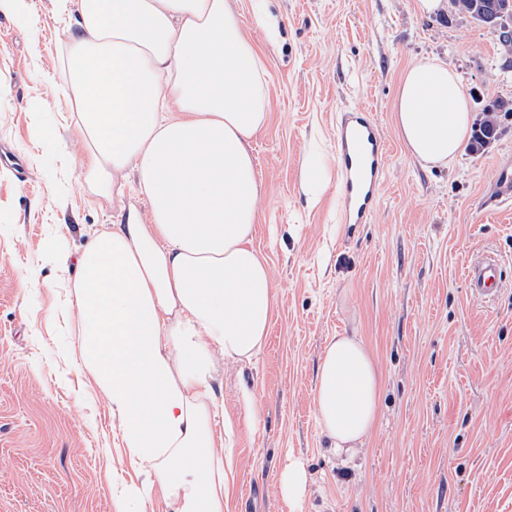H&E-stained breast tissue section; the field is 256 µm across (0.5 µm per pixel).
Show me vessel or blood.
Segmentation results:
<instances>
[{
	"label": "vessel or blood",
	"instance_id": "b4317fda",
	"mask_svg": "<svg viewBox=\"0 0 512 512\" xmlns=\"http://www.w3.org/2000/svg\"><path fill=\"white\" fill-rule=\"evenodd\" d=\"M337 168L343 182L345 223H367L376 206L377 190L386 167V151L377 122L369 111L342 113L336 133ZM471 293L478 298L496 295L501 287V264L483 256L466 271Z\"/></svg>",
	"mask_w": 512,
	"mask_h": 512
}]
</instances>
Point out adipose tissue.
Returning <instances> with one entry per match:
<instances>
[{"instance_id":"1","label":"adipose tissue","mask_w":512,"mask_h":512,"mask_svg":"<svg viewBox=\"0 0 512 512\" xmlns=\"http://www.w3.org/2000/svg\"><path fill=\"white\" fill-rule=\"evenodd\" d=\"M67 30L71 123L91 195L130 194L77 262L81 362L175 512H224L231 467L213 450L216 355L251 361L275 310L252 244L261 182L249 141L266 118L264 64L230 0H54ZM395 120L410 154L444 166L471 112L435 57L402 73ZM382 376L363 337L327 343L315 380L322 434L351 464L372 433Z\"/></svg>"}]
</instances>
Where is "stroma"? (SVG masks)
<instances>
[{
    "label": "stroma",
    "mask_w": 512,
    "mask_h": 512,
    "mask_svg": "<svg viewBox=\"0 0 512 512\" xmlns=\"http://www.w3.org/2000/svg\"><path fill=\"white\" fill-rule=\"evenodd\" d=\"M37 23L0 12V512H123L126 489L151 484L144 512H174L78 357L76 257L111 223L90 200L85 144L62 93L63 36L52 0ZM267 66L265 124L250 145L261 180L254 245L268 264L275 314L252 362L218 360L233 421L224 512H512V201L496 168L512 161V112L496 113L483 151L427 168L402 142L394 102L403 70L448 63L474 124L512 99L496 35L415 0H232ZM371 111L387 148L366 224L347 234L336 119ZM479 254L500 259L497 299L465 278ZM357 332L382 374L380 416L353 465L327 446L314 406L330 337ZM249 386L253 397L243 399ZM307 482L297 510L279 490L289 458Z\"/></svg>",
    "instance_id": "stroma-1"
}]
</instances>
